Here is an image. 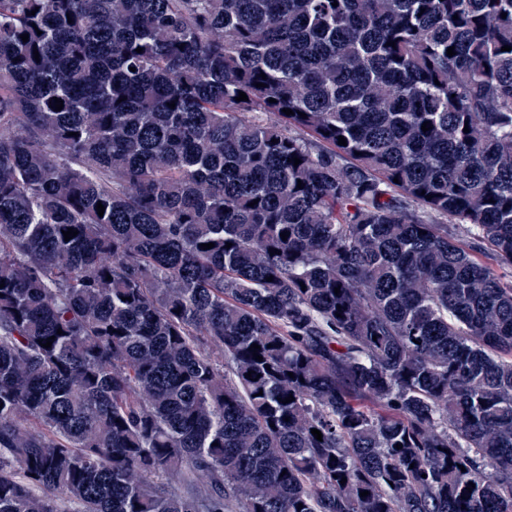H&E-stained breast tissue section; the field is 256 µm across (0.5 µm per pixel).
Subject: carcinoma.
Returning a JSON list of instances; mask_svg holds the SVG:
<instances>
[{
	"label": "carcinoma",
	"instance_id": "cac0c4a2",
	"mask_svg": "<svg viewBox=\"0 0 512 512\" xmlns=\"http://www.w3.org/2000/svg\"><path fill=\"white\" fill-rule=\"evenodd\" d=\"M505 45L512 0H0V512H512Z\"/></svg>",
	"mask_w": 512,
	"mask_h": 512
}]
</instances>
